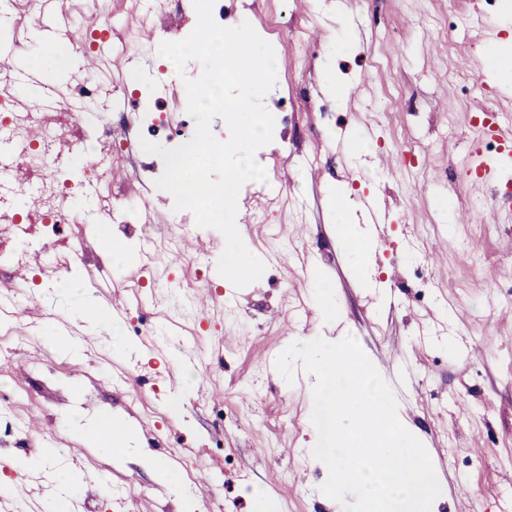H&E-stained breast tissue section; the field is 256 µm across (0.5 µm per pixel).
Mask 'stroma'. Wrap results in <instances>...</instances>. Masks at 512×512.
<instances>
[{"label": "stroma", "instance_id": "obj_1", "mask_svg": "<svg viewBox=\"0 0 512 512\" xmlns=\"http://www.w3.org/2000/svg\"><path fill=\"white\" fill-rule=\"evenodd\" d=\"M54 6L57 39L43 35L37 14L12 24L6 40L19 44V66L69 44L67 73L43 75L44 86L68 99L80 86L71 73L80 50L69 38L85 15L97 10L120 27L143 26L130 0ZM152 19L155 46L184 39L197 23L187 0H169ZM232 19L248 21L274 49L267 109L284 98L295 112L255 154L265 182L239 192L237 229L267 273L239 289L215 270L225 238L199 227L191 211H174L172 196L155 185L165 169L159 156L141 154L137 172L94 183L95 195L147 199L158 234L179 227L210 247L182 249L174 264L153 251L148 264L162 286L143 302L140 268L123 259L136 225L121 211L105 223L84 211L79 269L49 281L33 254L24 276L0 278V302L11 312L0 321V360L10 362L0 369V389L28 386L42 364L57 380L31 388L26 414L41 424L30 447L0 439V485L30 512H44L53 473L71 466L70 456L24 472L19 463L80 445V490L65 512H178L179 488L147 460L180 452L196 462L187 484L199 512H259L257 488L271 503L288 499L291 512H342L320 490L328 470L312 455V392L304 380L283 382L280 370L295 337L350 334L432 460L442 493L431 512H512V223H498L486 188L468 179L482 144L473 116L492 108L498 124L512 127V85L501 87L480 68L494 41L512 37V0H237ZM128 56L113 49L92 71L105 90L95 105L112 115L104 133L115 140L139 110L134 94L115 91L132 72ZM200 67L191 60L177 73L160 60L153 75H141L165 122L187 118L183 80ZM329 73L348 83L345 98L324 90ZM342 184L355 200L378 197L390 214L366 268L355 266L329 201ZM256 195L269 223L252 217ZM457 207L473 222H455ZM101 258L109 267L103 275ZM321 288L332 296L329 322L314 310ZM89 295L105 312L96 327L77 315ZM106 416L141 436L136 452L106 457L74 427ZM103 471L113 491L133 490L129 504L102 492ZM462 479L471 498L456 493Z\"/></svg>", "mask_w": 512, "mask_h": 512}]
</instances>
